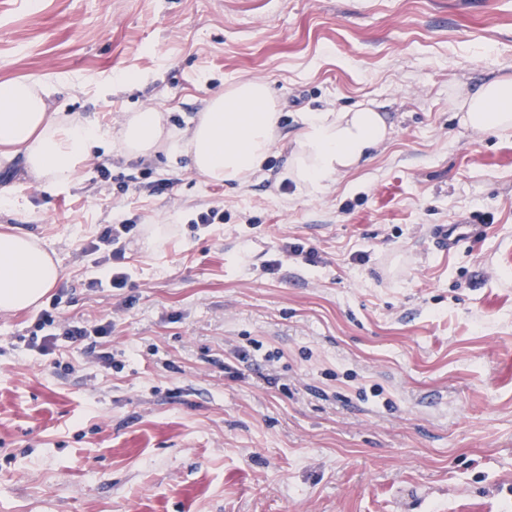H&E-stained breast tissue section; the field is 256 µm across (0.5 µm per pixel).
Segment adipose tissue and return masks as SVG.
<instances>
[{
  "instance_id": "adipose-tissue-1",
  "label": "adipose tissue",
  "mask_w": 512,
  "mask_h": 512,
  "mask_svg": "<svg viewBox=\"0 0 512 512\" xmlns=\"http://www.w3.org/2000/svg\"><path fill=\"white\" fill-rule=\"evenodd\" d=\"M61 85L50 76L0 82V164L22 159L26 174L49 188L70 184L82 165L113 142L130 159L186 156L206 180L243 185L266 165L281 120L268 83L246 79L205 99L185 128L169 127L163 112L146 107L126 113L114 131L96 115L54 109L52 97ZM464 105L463 127L512 131V76L487 80ZM390 134L385 115L373 106L307 113L288 176L307 194H323ZM60 276L58 260L38 241L0 235V314L37 305Z\"/></svg>"
}]
</instances>
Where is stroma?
<instances>
[{"instance_id": "1", "label": "stroma", "mask_w": 512, "mask_h": 512, "mask_svg": "<svg viewBox=\"0 0 512 512\" xmlns=\"http://www.w3.org/2000/svg\"><path fill=\"white\" fill-rule=\"evenodd\" d=\"M41 74L106 126L184 128L242 78L283 118L243 186L116 148L52 192L0 167V234L54 252L56 316L111 319L114 358L29 347L49 298L0 316V512H512V131L457 117L512 76V0H0V82ZM367 102L386 146L290 184L302 114ZM122 219L127 283L90 287ZM461 221L482 235L432 251Z\"/></svg>"}]
</instances>
